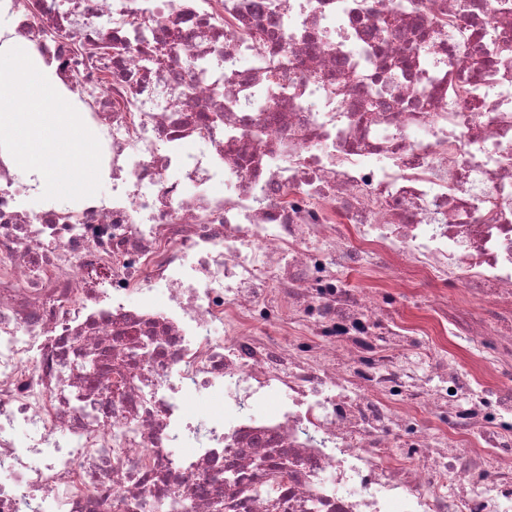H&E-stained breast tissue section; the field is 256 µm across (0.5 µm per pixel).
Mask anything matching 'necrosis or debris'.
Masks as SVG:
<instances>
[{
    "label": "necrosis or debris",
    "instance_id": "obj_1",
    "mask_svg": "<svg viewBox=\"0 0 512 512\" xmlns=\"http://www.w3.org/2000/svg\"><path fill=\"white\" fill-rule=\"evenodd\" d=\"M0 17L109 186L0 151V512H512V0Z\"/></svg>",
    "mask_w": 512,
    "mask_h": 512
}]
</instances>
